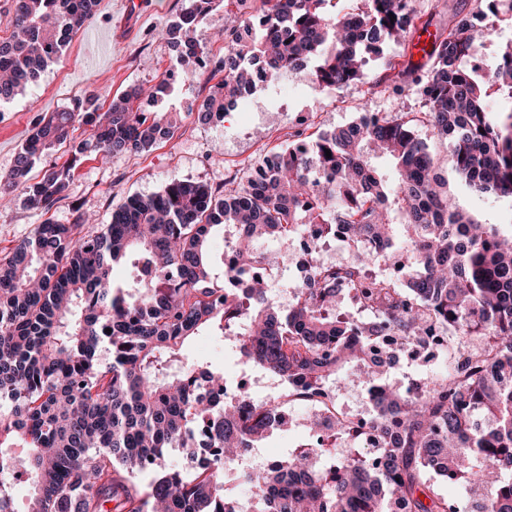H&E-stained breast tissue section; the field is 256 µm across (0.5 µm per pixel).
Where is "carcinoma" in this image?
Segmentation results:
<instances>
[{"label": "carcinoma", "instance_id": "carcinoma-1", "mask_svg": "<svg viewBox=\"0 0 512 512\" xmlns=\"http://www.w3.org/2000/svg\"><path fill=\"white\" fill-rule=\"evenodd\" d=\"M494 3L512 25V0H465L434 34L427 61L401 69L384 48L418 31L417 0H254L255 11L227 12L224 54L200 112L226 102L252 81L250 61L282 72L315 61L311 81L353 82L375 95L411 91L418 112H365L332 131L291 135L274 169L258 185L248 178L211 187L172 181L146 198L131 196L96 229L76 208L69 224L46 221L0 259V512H10L13 467L30 494L15 512H512V234L480 224L448 194L414 125L453 144L455 171L475 195L512 197V40L494 67L475 78L487 27L476 26ZM15 32L0 41V101L37 83L72 36L92 21L100 0H6ZM246 0H188L165 30L179 48L180 69L153 85H134L100 111L90 91L43 118L0 178V194L44 214L66 197L76 168L91 154L143 153L173 136L180 113L162 108L176 77L194 79L208 57L197 29L218 5ZM256 34L245 41L241 23ZM375 52L382 72L367 75ZM94 129L75 140L72 127ZM68 146L63 165L35 164ZM331 157H326L325 150ZM238 224L235 264L266 254L256 244L280 239L285 225H336L381 246L380 258L411 266L409 277L369 272L371 255L348 265H318L290 283L295 302L282 311L267 284L243 297L211 286L215 235ZM157 267L163 282L135 272ZM352 290L370 333L416 341L447 332L460 359L413 389L389 382L366 363L370 341L357 321L336 314V292ZM235 339L239 363L301 385L309 397L353 363L381 438L376 460L352 447L336 456L316 443L261 468L246 455L282 426L276 407L253 396L224 399V373L190 359L199 331ZM183 465L165 464L168 450ZM239 470L251 501L224 489V471ZM460 494L445 496L435 478Z\"/></svg>", "mask_w": 512, "mask_h": 512}]
</instances>
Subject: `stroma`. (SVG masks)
I'll use <instances>...</instances> for the list:
<instances>
[{
  "instance_id": "stroma-1",
  "label": "stroma",
  "mask_w": 512,
  "mask_h": 512,
  "mask_svg": "<svg viewBox=\"0 0 512 512\" xmlns=\"http://www.w3.org/2000/svg\"><path fill=\"white\" fill-rule=\"evenodd\" d=\"M183 4L184 0H101L96 19L74 35L36 86L0 103V176L12 169L19 148L47 113L61 111L91 91L100 95L102 104H109L129 86L150 82L174 68L177 53L163 32ZM310 81L309 69L287 72L278 83L250 98L245 109L227 112L220 128L199 117L209 94L205 78L180 85L174 103L182 121L173 137L146 153L84 161L65 198L50 214L18 201L0 207V258L30 238L45 219L70 223L73 208L89 214L95 224H106L127 197L152 195L173 180L202 184H216L227 177L244 180L266 153L287 144L290 131L309 135L349 123L363 112L419 109L412 95L371 97L360 83L326 91L311 87ZM414 133L438 159L458 203L478 222L512 232V199L470 194L454 170L448 139L424 125L415 126ZM187 352L228 376L240 371L235 352L222 337L201 334L188 343Z\"/></svg>"
}]
</instances>
